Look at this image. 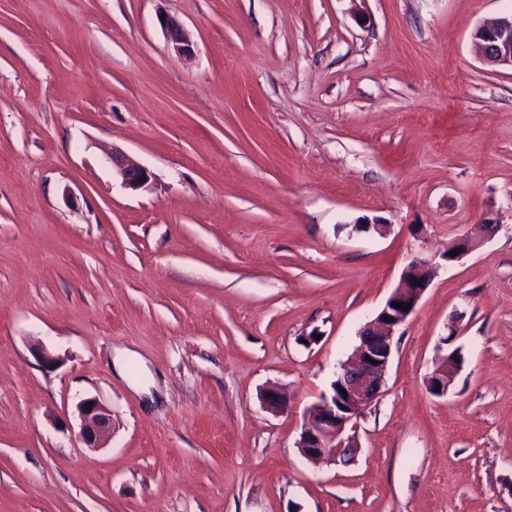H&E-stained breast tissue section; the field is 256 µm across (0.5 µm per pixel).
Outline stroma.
Wrapping results in <instances>:
<instances>
[{"mask_svg": "<svg viewBox=\"0 0 512 512\" xmlns=\"http://www.w3.org/2000/svg\"><path fill=\"white\" fill-rule=\"evenodd\" d=\"M510 12L0 0V512H512V69L473 45ZM415 257L435 275L354 461L309 463L307 408ZM457 314L463 364L435 396ZM271 383L287 412L263 408ZM85 397L112 415L99 448ZM112 165L117 168V172L122 178L123 183L132 189H137L143 185L149 178L147 170L134 163L118 157L112 153ZM450 355L451 353L439 355L432 372L427 377V388L433 395L447 394L457 375L458 368L450 359ZM437 387H440V392H437ZM93 402L91 409L88 403ZM80 416V437L89 448H99L110 432L111 414L94 397H86L77 405Z\"/></svg>", "mask_w": 512, "mask_h": 512, "instance_id": "obj_1", "label": "stroma"}]
</instances>
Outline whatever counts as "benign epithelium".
<instances>
[{
    "label": "benign epithelium",
    "mask_w": 512,
    "mask_h": 512,
    "mask_svg": "<svg viewBox=\"0 0 512 512\" xmlns=\"http://www.w3.org/2000/svg\"><path fill=\"white\" fill-rule=\"evenodd\" d=\"M168 37L179 53L192 52V44L183 28L173 22ZM474 42L483 60L492 66L512 68V13L476 29ZM112 165L123 183L137 189L149 178L147 170L116 155ZM481 237L466 236L449 248L445 258L458 262L477 249ZM458 255H452V252ZM434 276L430 261L412 258L404 267L400 283L386 300L376 317L358 332V345L353 359L339 366L335 374L334 391L320 395L305 415V422L297 442L300 454L311 461H327L343 465L351 463L357 452L354 437L347 434L356 421L379 398L385 374L393 352L394 333L407 319L430 286ZM406 304L408 310L395 307ZM458 368L450 355H441L427 377V388L433 395L443 396L454 382ZM262 403L272 413L288 410V395L276 385L262 394ZM80 416V437L90 448L99 447L110 432L111 414L94 397H86L77 405Z\"/></svg>",
    "instance_id": "7a95c632"
}]
</instances>
